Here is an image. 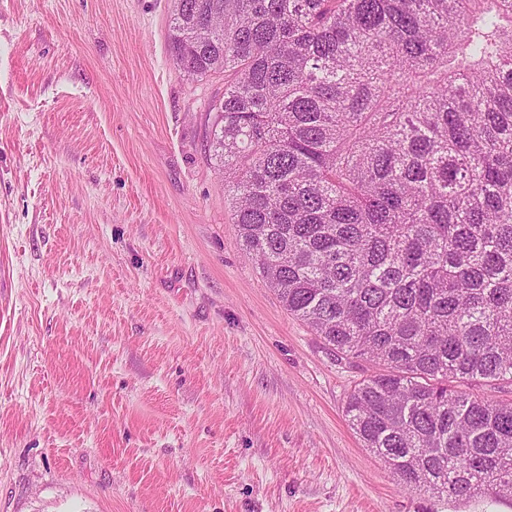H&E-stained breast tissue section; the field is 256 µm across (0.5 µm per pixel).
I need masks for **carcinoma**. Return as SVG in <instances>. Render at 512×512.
<instances>
[{
	"label": "carcinoma",
	"mask_w": 512,
	"mask_h": 512,
	"mask_svg": "<svg viewBox=\"0 0 512 512\" xmlns=\"http://www.w3.org/2000/svg\"><path fill=\"white\" fill-rule=\"evenodd\" d=\"M207 149L286 310L376 371L344 412L412 489L512 499V0H174Z\"/></svg>",
	"instance_id": "1"
}]
</instances>
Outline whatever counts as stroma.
<instances>
[{
    "instance_id": "stroma-1",
    "label": "stroma",
    "mask_w": 512,
    "mask_h": 512,
    "mask_svg": "<svg viewBox=\"0 0 512 512\" xmlns=\"http://www.w3.org/2000/svg\"><path fill=\"white\" fill-rule=\"evenodd\" d=\"M173 5L0 0V512H512L364 448L371 368L243 249Z\"/></svg>"
}]
</instances>
